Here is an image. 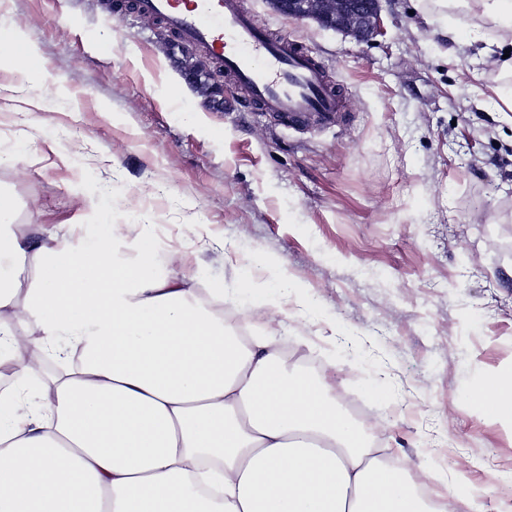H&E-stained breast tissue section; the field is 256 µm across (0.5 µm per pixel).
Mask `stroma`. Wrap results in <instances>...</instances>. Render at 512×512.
<instances>
[{"label":"stroma","instance_id":"stroma-1","mask_svg":"<svg viewBox=\"0 0 512 512\" xmlns=\"http://www.w3.org/2000/svg\"><path fill=\"white\" fill-rule=\"evenodd\" d=\"M265 28L313 51L344 90L348 121L290 130L233 87L210 99L185 80L171 33L97 0H0V51L32 47L52 110L28 116L0 63V165L16 230L79 246L100 223L152 225L171 274L242 284L279 275L255 327L310 351L370 438L440 497L512 512V423L464 392L512 368V48L473 0H382L368 42L245 0ZM453 25L456 39L442 30ZM186 103L191 118H180Z\"/></svg>","mask_w":512,"mask_h":512}]
</instances>
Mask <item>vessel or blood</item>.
Returning <instances> with one entry per match:
<instances>
[{
  "label": "vessel or blood",
  "instance_id": "1",
  "mask_svg": "<svg viewBox=\"0 0 512 512\" xmlns=\"http://www.w3.org/2000/svg\"><path fill=\"white\" fill-rule=\"evenodd\" d=\"M136 6L209 55L225 80L278 124L300 130L347 121L345 95L321 61L296 40L256 25L242 0H137Z\"/></svg>",
  "mask_w": 512,
  "mask_h": 512
}]
</instances>
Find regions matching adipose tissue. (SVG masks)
I'll use <instances>...</instances> for the list:
<instances>
[{
	"label": "adipose tissue",
	"mask_w": 512,
	"mask_h": 512,
	"mask_svg": "<svg viewBox=\"0 0 512 512\" xmlns=\"http://www.w3.org/2000/svg\"><path fill=\"white\" fill-rule=\"evenodd\" d=\"M15 215L0 193V368L26 345L81 365L0 393V512H437L275 337L226 329L223 283L162 272L146 230L61 247ZM468 397L512 422V370Z\"/></svg>",
	"instance_id": "adipose-tissue-1"
}]
</instances>
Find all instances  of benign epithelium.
Returning a JSON list of instances; mask_svg holds the SVG:
<instances>
[{
	"label": "benign epithelium",
	"instance_id": "obj_1",
	"mask_svg": "<svg viewBox=\"0 0 512 512\" xmlns=\"http://www.w3.org/2000/svg\"><path fill=\"white\" fill-rule=\"evenodd\" d=\"M271 7L288 17L310 19L319 26L345 32L357 41L384 34L379 0H270ZM186 57V76L212 94L224 93L222 72L197 57L190 46L181 47Z\"/></svg>",
	"mask_w": 512,
	"mask_h": 512
}]
</instances>
